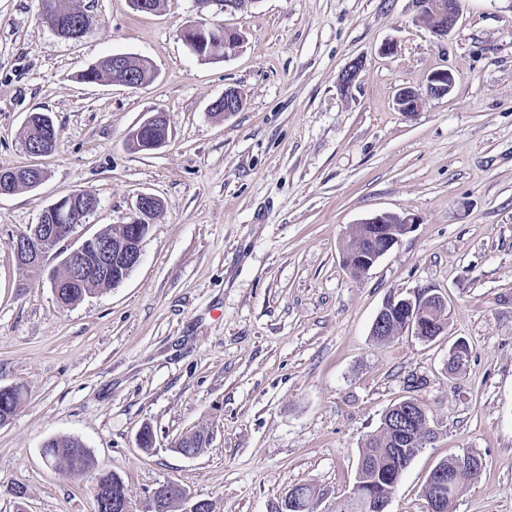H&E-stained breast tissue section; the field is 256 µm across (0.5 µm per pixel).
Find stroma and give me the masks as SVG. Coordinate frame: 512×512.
<instances>
[{
  "instance_id": "stroma-1",
  "label": "stroma",
  "mask_w": 512,
  "mask_h": 512,
  "mask_svg": "<svg viewBox=\"0 0 512 512\" xmlns=\"http://www.w3.org/2000/svg\"><path fill=\"white\" fill-rule=\"evenodd\" d=\"M78 3L89 23L71 41L40 22L41 0H0V168L48 172L0 198V388L24 387L0 425V512H94L101 469L137 505L174 482L214 512H279L306 484L316 512H334L367 436L408 397L436 438L388 512H427L430 472L463 453L483 470L452 512H512V0H461L445 39L415 22L412 0H257L243 16L194 0L154 13ZM197 20L239 30L238 52L200 60L180 37ZM112 53L147 59L154 79L80 81ZM439 69L456 75L452 92L399 112L397 91ZM228 88L244 105L214 117ZM32 112L60 130L53 155L22 147ZM156 112L166 145L131 149ZM75 191L98 207L71 247L125 223L140 194L162 206L129 276L64 307L13 243ZM380 212L418 222L353 276L349 230ZM427 289L448 299L444 334L373 339L389 298ZM459 340L470 358L454 373ZM412 374L426 380L413 392ZM195 431L206 447L178 453ZM61 438L84 444L88 471L46 466L44 443Z\"/></svg>"
}]
</instances>
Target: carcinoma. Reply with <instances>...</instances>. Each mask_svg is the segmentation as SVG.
<instances>
[{
  "label": "carcinoma",
  "instance_id": "carcinoma-1",
  "mask_svg": "<svg viewBox=\"0 0 512 512\" xmlns=\"http://www.w3.org/2000/svg\"><path fill=\"white\" fill-rule=\"evenodd\" d=\"M132 74L141 82L148 83L154 78V73L146 67L138 57L132 58L124 71L112 68V58L104 56L96 64L87 68L80 74V79L86 83L101 80L119 81L123 72ZM110 280H93L88 286L63 281L57 289V301L63 306L72 305L94 290L110 288ZM405 327L402 316H394L386 320L380 331H373V338L384 342L398 335ZM22 398V389L16 387L9 392L0 391V424L6 423V416L15 414ZM397 412L388 410L378 430L369 435L364 442L360 453L357 482L360 483L361 493L354 497H345L336 504V512H377L375 504L391 498L404 471L428 443L435 439V431L431 427L422 424V418L426 417L425 409L416 406V424L407 434L402 433L394 425ZM207 443V436L198 431L183 437L178 447L187 451L196 452ZM46 445L53 449L58 456L56 471L61 473L82 471L88 466L89 458L86 448L76 439H52ZM476 463V467L463 466L458 461V456L451 455L438 463L439 468L453 482V490L444 498L441 509L443 512H451L454 500L459 495L465 481H474L480 477L482 467L481 459L468 454ZM96 485L104 487L107 492L120 494L126 493L125 485L118 484V475L112 472H104L96 479Z\"/></svg>",
  "mask_w": 512,
  "mask_h": 512
}]
</instances>
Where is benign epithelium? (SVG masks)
<instances>
[{
    "mask_svg": "<svg viewBox=\"0 0 512 512\" xmlns=\"http://www.w3.org/2000/svg\"><path fill=\"white\" fill-rule=\"evenodd\" d=\"M258 0H196L198 9L203 11L217 5L224 12L245 15ZM416 7L415 20L427 28L434 36L443 39L456 26L460 18L461 0H413ZM70 0H42L39 20L63 39L72 36L61 27L57 19L73 15ZM181 39L191 48L198 44L205 45L203 60L227 58L236 53V49L224 48V26L195 22L187 25L181 32ZM457 76L449 70L432 72L422 88H404L396 96L398 111L406 114L415 112L416 105L427 97H443L452 92ZM224 103L221 116L240 111L242 97L235 89H227L215 103ZM168 126L167 116L156 112L143 121L128 137V143L138 151H151L164 146L168 137L159 132ZM46 178L42 169L30 171L26 168L0 169V198L16 192L19 184L26 182L28 187L39 186ZM158 199L150 194L138 196L124 224V233L112 240L95 234L85 239L79 246L66 252L63 264L70 279L82 283L95 276L112 277V285L120 284L139 264L142 247L147 237L153 217L158 209ZM71 203L63 197L48 205L40 215L37 224L17 235L14 254L17 262L26 267L34 275L40 277L44 272L43 259L49 250L60 242L67 240L73 233L78 222L70 220ZM413 214L382 212L374 214L352 225L350 235L361 234L369 243L364 251H359L348 258L346 268L349 272L369 271L375 263L394 248L400 238L389 234L383 228L385 224H401L404 233H409L417 224ZM388 303L401 310L407 317L408 326L404 332L412 336H425L427 330L421 321L428 318L433 307L447 308V298L430 290L417 292L412 298L393 297ZM158 493L172 496L179 502V512H210L208 501L194 500L184 487L177 483H169L158 489Z\"/></svg>",
    "mask_w": 512,
    "mask_h": 512,
    "instance_id": "7a95c632",
    "label": "benign epithelium"
}]
</instances>
